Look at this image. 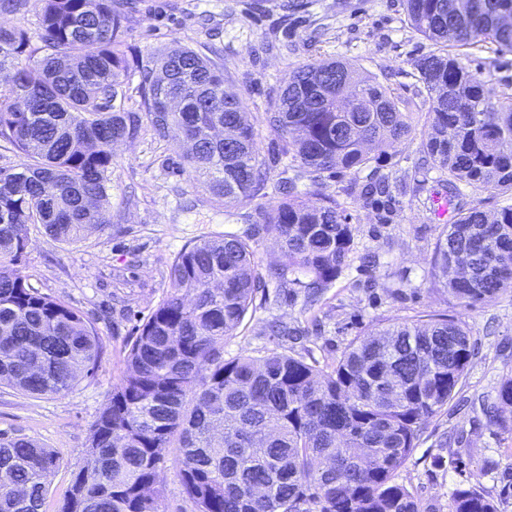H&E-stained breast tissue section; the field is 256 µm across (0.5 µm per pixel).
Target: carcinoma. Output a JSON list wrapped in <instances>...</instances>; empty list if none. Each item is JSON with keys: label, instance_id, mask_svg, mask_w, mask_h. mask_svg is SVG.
I'll return each mask as SVG.
<instances>
[{"label": "carcinoma", "instance_id": "carcinoma-1", "mask_svg": "<svg viewBox=\"0 0 512 512\" xmlns=\"http://www.w3.org/2000/svg\"><path fill=\"white\" fill-rule=\"evenodd\" d=\"M410 26L436 49L415 61L427 105L413 103L354 64L298 67L265 112L288 167L285 199L258 213L246 238L226 233L185 246L172 292L138 329L125 369L92 424L91 462L57 512H157L168 457L195 512H421L397 481L427 421L456 394L476 355L461 320L428 314L372 325L332 364L276 350L224 358L261 288L250 240L275 233L277 286L320 300L350 266L354 227L322 174L364 177L365 198L391 197L379 159L418 140L424 164L457 200L431 258L432 284L465 307L512 287V205L488 211L481 195L512 193V93L472 72L460 47L512 53V0H403ZM38 16L35 47L23 28H0V142L23 158L0 169V383L59 395L93 375L102 338L83 314L33 287L15 268L30 227L74 244L109 224L112 144L138 136L142 118L182 155L224 206L265 188L257 134L244 102L224 92V68L175 45L130 53L125 0H0ZM140 111L126 106L132 99ZM309 181L308 204L298 183ZM471 203L464 202L466 195ZM486 408L512 432V377ZM59 459L26 438H0V512H45ZM451 512H498L474 485Z\"/></svg>", "mask_w": 512, "mask_h": 512}]
</instances>
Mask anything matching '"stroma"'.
<instances>
[{
    "mask_svg": "<svg viewBox=\"0 0 512 512\" xmlns=\"http://www.w3.org/2000/svg\"><path fill=\"white\" fill-rule=\"evenodd\" d=\"M127 40L147 52L172 45L209 48L224 67V90L239 97L255 125L269 180L283 163L277 134L263 117L294 70L341 59L390 88L415 98L414 63L433 45L410 28L402 0H309L296 16L280 0H135ZM112 190L104 228L64 245L31 229L18 267L44 295L90 319L102 338L95 372L72 390L31 396L0 384V436L27 438L58 456L48 478L46 512H56L76 472L89 462L91 425L125 368L139 325L170 291L169 270L185 245L232 232L245 235L249 219L281 201L265 189L231 208L203 188L176 150L150 130L113 151ZM418 145L405 142L381 162L397 179L394 199L376 203L350 190L351 176L325 179L324 193L343 203L355 227L357 252H377L370 269L353 263L307 309L303 295L266 282L258 289L224 355L263 356L277 350L326 366L369 326L387 319L432 313L462 318L478 351L456 396L423 428L417 447L398 473L424 512H450L456 487L473 484L493 498L498 512H512V434L490 422L482 405L498 399L501 381L512 376V288L466 309L428 283L429 261L444 221L435 198L445 190L436 173L417 169ZM279 321L294 337L270 335Z\"/></svg>",
    "mask_w": 512,
    "mask_h": 512,
    "instance_id": "obj_1",
    "label": "stroma"
}]
</instances>
